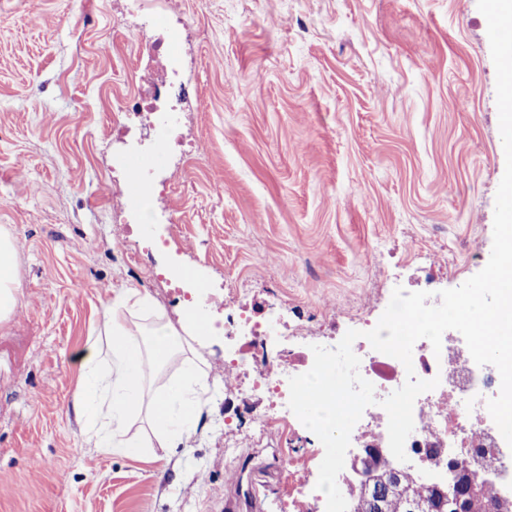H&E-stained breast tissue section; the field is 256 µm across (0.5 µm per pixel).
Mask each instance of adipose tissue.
I'll use <instances>...</instances> for the list:
<instances>
[{"label":"adipose tissue","instance_id":"obj_1","mask_svg":"<svg viewBox=\"0 0 512 512\" xmlns=\"http://www.w3.org/2000/svg\"><path fill=\"white\" fill-rule=\"evenodd\" d=\"M17 249L0 233V319L16 303ZM138 313L152 321L148 334L134 330L128 321ZM152 303L133 288L122 290L103 314L106 348L89 343L83 360L75 409L89 444L131 459H145L152 446L174 448L190 442L194 420L202 406L199 390L192 386L196 373L162 396L147 397V366L162 367L182 351L185 337L168 324L154 320ZM145 415L148 429L133 430V419Z\"/></svg>","mask_w":512,"mask_h":512}]
</instances>
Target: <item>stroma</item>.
<instances>
[{"label": "stroma", "mask_w": 512, "mask_h": 512, "mask_svg": "<svg viewBox=\"0 0 512 512\" xmlns=\"http://www.w3.org/2000/svg\"><path fill=\"white\" fill-rule=\"evenodd\" d=\"M157 7L186 21L188 158L156 151L152 116L112 119L143 52L125 0H0V232L19 283L0 320V512H225L255 468V512H282L289 474L315 489L322 449L255 431L259 371L228 384L220 332L147 371L152 395L200 371L193 447L136 460L87 444L81 359L119 289L145 287L178 329L166 279L189 275L271 313L298 352L379 314L387 283L453 289L491 254L505 155L477 0ZM132 166L167 186L157 223L121 190Z\"/></svg>", "instance_id": "1"}]
</instances>
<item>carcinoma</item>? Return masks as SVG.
<instances>
[{
    "label": "carcinoma",
    "instance_id": "cac0c4a2",
    "mask_svg": "<svg viewBox=\"0 0 512 512\" xmlns=\"http://www.w3.org/2000/svg\"><path fill=\"white\" fill-rule=\"evenodd\" d=\"M383 482L391 484L379 506L361 493L351 496L350 512H411V506L422 504L424 512H498L495 501L486 489L468 486L457 476L444 490L435 486L421 487L412 474L393 477L392 470L367 464Z\"/></svg>",
    "mask_w": 512,
    "mask_h": 512
}]
</instances>
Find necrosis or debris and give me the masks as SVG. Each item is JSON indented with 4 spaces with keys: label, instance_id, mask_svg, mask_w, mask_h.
<instances>
[{
    "label": "necrosis or debris",
    "instance_id": "1",
    "mask_svg": "<svg viewBox=\"0 0 512 512\" xmlns=\"http://www.w3.org/2000/svg\"><path fill=\"white\" fill-rule=\"evenodd\" d=\"M132 7L141 9L138 28L140 40L151 57V70L141 76L142 89L118 105L122 116L148 112L158 123V149L169 151L179 145L177 131L182 110L183 85L179 61L181 46L168 32V26L158 23L154 13L143 10V0H130ZM273 318H255L248 310L237 305L235 299L224 301V333L243 335L245 350L225 359L224 372L228 379H238L251 368H262L258 382L267 395L271 412L257 418L259 431L280 426L295 429L300 425L288 406L289 379L300 370L310 369L313 353L304 350L301 364L284 368L272 364L268 349L276 344ZM462 337L443 334L441 349H433L428 340L417 341L412 351V369H405L398 359L375 351L363 338L357 339L352 349L360 359L359 372L375 388L376 404L367 407L354 426L351 448L382 449V461L396 465L397 460L389 448L388 415L381 407L382 399L400 388L408 373L422 380L438 379V386L417 397L413 406L414 430L405 443L407 456L418 458L427 449H439L440 454L428 460L421 472L426 484H444L464 467L479 464L489 479H496L499 471L512 474V452L497 451V440L489 427L491 416L486 408L488 399L499 393L500 375L490 365L476 366L465 350Z\"/></svg>",
    "mask_w": 512,
    "mask_h": 512
}]
</instances>
